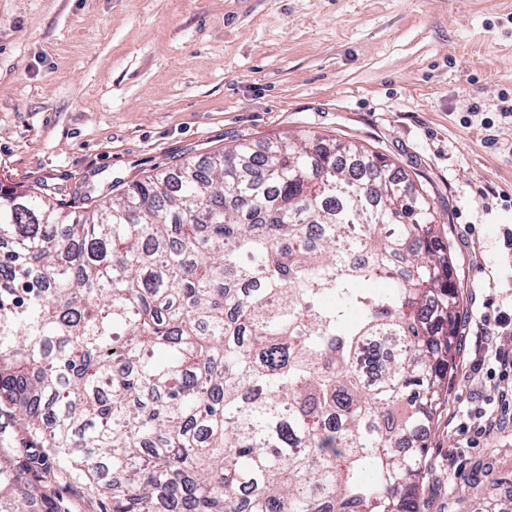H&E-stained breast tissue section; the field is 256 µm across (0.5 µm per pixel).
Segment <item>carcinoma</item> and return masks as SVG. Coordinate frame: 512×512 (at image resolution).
Instances as JSON below:
<instances>
[{
	"mask_svg": "<svg viewBox=\"0 0 512 512\" xmlns=\"http://www.w3.org/2000/svg\"><path fill=\"white\" fill-rule=\"evenodd\" d=\"M0 187V483L60 512H418L459 316L434 207L316 135L100 204ZM63 499L71 506V512H110L109 501L97 493L92 494L85 486L66 485Z\"/></svg>",
	"mask_w": 512,
	"mask_h": 512,
	"instance_id": "obj_1",
	"label": "carcinoma"
}]
</instances>
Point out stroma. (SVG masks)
<instances>
[{
    "label": "stroma",
    "instance_id": "obj_1",
    "mask_svg": "<svg viewBox=\"0 0 512 512\" xmlns=\"http://www.w3.org/2000/svg\"><path fill=\"white\" fill-rule=\"evenodd\" d=\"M388 156L438 218L460 316L419 512H512V420L477 437L476 354L512 351V0H0V185L107 195L242 144ZM494 492L483 499L467 483Z\"/></svg>",
    "mask_w": 512,
    "mask_h": 512
}]
</instances>
